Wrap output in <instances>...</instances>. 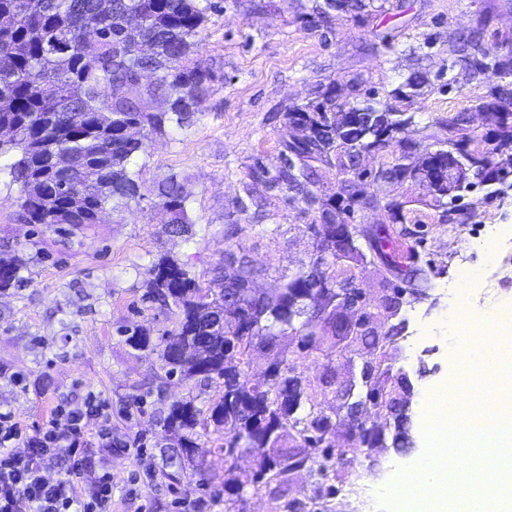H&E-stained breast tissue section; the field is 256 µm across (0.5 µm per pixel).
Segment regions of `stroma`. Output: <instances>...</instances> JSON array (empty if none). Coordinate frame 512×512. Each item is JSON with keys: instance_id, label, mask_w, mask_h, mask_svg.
<instances>
[{"instance_id": "35a3bbf8", "label": "stroma", "mask_w": 512, "mask_h": 512, "mask_svg": "<svg viewBox=\"0 0 512 512\" xmlns=\"http://www.w3.org/2000/svg\"><path fill=\"white\" fill-rule=\"evenodd\" d=\"M207 20L197 38V57L213 76L212 94L199 103L189 126L169 129L148 141L137 159L141 200L106 211L86 236L64 240L52 231L18 219L19 190L0 173V242L26 259L18 288L0 291V409L12 411L22 430L15 451L51 418L60 399L100 395L112 412V432L140 441L143 454L108 450L97 440L85 447L87 472L109 469L116 479V512H224L216 493L224 481V459L209 443L199 451L214 464L208 485L185 479L171 484L161 473L170 440L163 419L171 404L195 398L205 405L223 390L209 383L174 377L159 381L155 349L172 329L176 306L147 300L153 261L169 256L187 263L192 274L212 285V269L224 244V227L240 217L243 200L268 198L264 183L245 178L253 158H272L279 150L282 115L293 105L315 99L329 83L341 95L353 75L385 93L416 71L431 84L412 99L414 117L406 134L419 152L432 148L423 128L465 108L482 85L454 84L442 89L448 65L449 32L473 27L482 14L491 29L512 34V0H402L401 8L372 4L361 12L333 11L330 25L317 22L316 0H196ZM507 173L504 194L487 198L484 187L464 191L461 207L476 208L482 224H444L429 206L428 185L409 181L395 191L404 201L408 228L418 231V249L429 264L432 288L408 306L407 341L397 362L415 389L432 388L451 374L448 356V293L460 289L462 307L476 313L512 303V153L498 157ZM180 175L187 193L193 237L167 233L169 213L159 203L158 185ZM264 222L268 234L244 236L243 244L262 273L257 290L272 294L284 275L295 273L313 251L310 216L272 201ZM476 275L459 287L461 267ZM139 328L150 347L129 346L123 328ZM415 448L399 454L381 449V464L359 458L361 479L345 494L350 512H388L379 489L412 465L425 450L419 425H412Z\"/></svg>"}]
</instances>
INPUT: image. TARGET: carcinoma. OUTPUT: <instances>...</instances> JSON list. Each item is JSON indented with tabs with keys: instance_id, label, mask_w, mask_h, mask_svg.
I'll use <instances>...</instances> for the list:
<instances>
[{
	"instance_id": "obj_1",
	"label": "carcinoma",
	"mask_w": 512,
	"mask_h": 512,
	"mask_svg": "<svg viewBox=\"0 0 512 512\" xmlns=\"http://www.w3.org/2000/svg\"><path fill=\"white\" fill-rule=\"evenodd\" d=\"M366 7L364 0H324L316 17L327 22L332 10ZM205 9L195 0H0V125L15 128L14 138L0 142V159L19 186L20 219L43 224L71 237L97 223L101 209H113L142 197L139 172L133 168L146 141L184 126L211 91L212 75L191 58ZM490 17L484 15L468 32L448 40V73L481 83L492 71L496 84L469 98V112L483 115L488 134L467 126L460 111L434 122L429 134L436 149L422 157L416 143L401 136L413 123L403 103L408 90L425 83L412 73L383 100L362 91L363 80L350 82V99L329 85L307 103L283 115L280 149L269 161L256 157L246 177L269 185L271 197L311 216L314 241L322 232L338 238L334 257L314 254L283 282L277 300L251 288L262 273L248 256L226 268V256L244 249L247 233H269L251 216L252 205L240 202L244 223L224 228L228 248L222 253L224 286L212 294L199 285L186 264L164 256L150 267L147 297L180 310L175 327L157 344L165 378L224 381L221 395L199 407L194 399L171 405L163 427L175 437L176 449L164 460V476L178 483L188 473L208 483L211 461L193 454L206 437L224 455V512H244L247 495L265 493L271 512H336V500L352 492L359 456L372 458L378 448L408 452L412 395L399 380L394 363L408 320L411 300L427 294L428 270L416 246L415 231L405 226L404 203L383 188L407 181L434 182L430 206L441 221L466 224L474 211L450 205L457 193L502 179L496 157L512 151V37L486 39ZM89 24L101 27L104 44L98 61L85 60L76 46ZM155 81H146L148 75ZM169 101L165 112L153 108L158 97ZM495 146L483 147L487 136ZM387 160L374 171L360 170L365 151ZM337 170L336 188L316 180L317 168ZM161 205L172 213L168 232L188 235V195L175 174L159 186ZM383 210L387 224L354 223L355 208ZM379 263L390 303H371L356 287L357 273ZM24 260L0 254V290L19 286ZM359 306L341 311L342 294ZM368 349L372 373L350 357ZM270 358L267 377L254 380L246 366L256 350ZM348 358L349 381L327 363L313 375L287 374L295 357ZM335 394L334 414L319 406L318 396ZM372 406L395 422L391 436L364 420ZM351 413L349 429L336 424L340 409ZM254 458L255 468L242 475L229 465L235 454ZM315 471L321 482L313 497L290 499L293 477Z\"/></svg>"
}]
</instances>
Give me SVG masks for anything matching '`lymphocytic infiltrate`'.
Masks as SVG:
<instances>
[{
  "mask_svg": "<svg viewBox=\"0 0 512 512\" xmlns=\"http://www.w3.org/2000/svg\"><path fill=\"white\" fill-rule=\"evenodd\" d=\"M99 419L96 435L111 440V415L98 396L83 405L58 407L55 415L29 438L26 454H17L14 443L21 432L12 412L0 411V512H112L111 473L105 472L75 486L71 478L52 481L45 473L54 461V451L66 448L71 471L82 469L87 442L85 417Z\"/></svg>",
  "mask_w": 512,
  "mask_h": 512,
  "instance_id": "f902f5d3",
  "label": "lymphocytic infiltrate"
}]
</instances>
